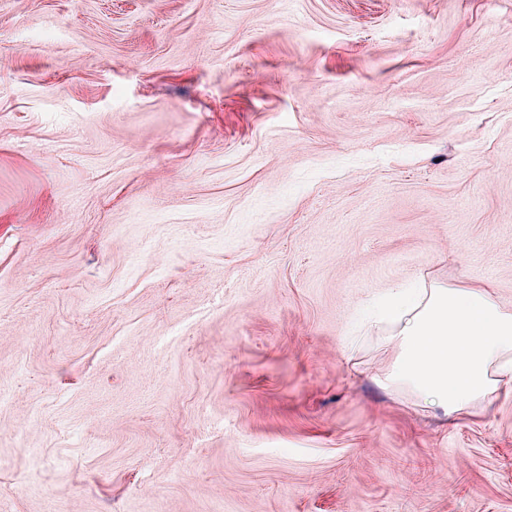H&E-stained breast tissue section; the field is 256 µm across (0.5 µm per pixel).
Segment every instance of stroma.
Instances as JSON below:
<instances>
[{
    "mask_svg": "<svg viewBox=\"0 0 512 512\" xmlns=\"http://www.w3.org/2000/svg\"><path fill=\"white\" fill-rule=\"evenodd\" d=\"M435 285L512 312V0H0V512H512ZM379 314L399 328L394 378L447 417L512 382V313L485 288H392Z\"/></svg>",
    "mask_w": 512,
    "mask_h": 512,
    "instance_id": "35a3bbf8",
    "label": "stroma"
}]
</instances>
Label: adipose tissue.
Wrapping results in <instances>:
<instances>
[{
  "label": "adipose tissue",
  "mask_w": 512,
  "mask_h": 512,
  "mask_svg": "<svg viewBox=\"0 0 512 512\" xmlns=\"http://www.w3.org/2000/svg\"><path fill=\"white\" fill-rule=\"evenodd\" d=\"M380 317L399 328L394 378L447 417L512 381V313L486 289L394 288Z\"/></svg>",
  "instance_id": "ef3b65f1"
}]
</instances>
